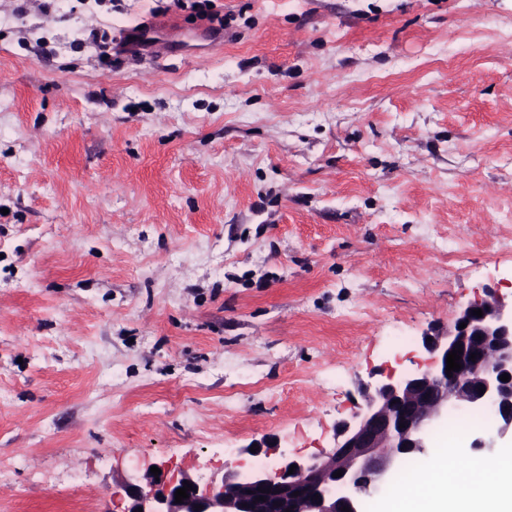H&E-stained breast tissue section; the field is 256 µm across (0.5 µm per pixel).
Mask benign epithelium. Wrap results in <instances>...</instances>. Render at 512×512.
I'll return each mask as SVG.
<instances>
[{"label": "benign epithelium", "instance_id": "7a95c632", "mask_svg": "<svg viewBox=\"0 0 512 512\" xmlns=\"http://www.w3.org/2000/svg\"><path fill=\"white\" fill-rule=\"evenodd\" d=\"M422 345L432 362L366 384L362 405L338 423L330 449L307 458L283 454L260 467L237 462L219 484L187 475L158 481L147 469L124 484V512H362L363 496L390 481L404 457L432 452L429 433L448 412H487L498 438L512 435V302L489 288L459 309L448 330L424 333ZM458 348L461 369L449 377L446 358ZM505 373L511 380H500ZM338 470L342 476L333 477ZM186 481L193 489L177 503Z\"/></svg>", "mask_w": 512, "mask_h": 512}]
</instances>
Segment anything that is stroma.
<instances>
[{
	"instance_id": "35a3bbf8",
	"label": "stroma",
	"mask_w": 512,
	"mask_h": 512,
	"mask_svg": "<svg viewBox=\"0 0 512 512\" xmlns=\"http://www.w3.org/2000/svg\"><path fill=\"white\" fill-rule=\"evenodd\" d=\"M191 3L0 0V512L329 449L512 295V0Z\"/></svg>"
}]
</instances>
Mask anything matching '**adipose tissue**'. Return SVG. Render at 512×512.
Segmentation results:
<instances>
[{"mask_svg": "<svg viewBox=\"0 0 512 512\" xmlns=\"http://www.w3.org/2000/svg\"><path fill=\"white\" fill-rule=\"evenodd\" d=\"M459 441L454 432L436 439L424 462L427 483L419 484L413 474L402 477L388 512H512V459L498 465L494 484L475 483L462 473L453 454Z\"/></svg>", "mask_w": 512, "mask_h": 512, "instance_id": "adipose-tissue-1", "label": "adipose tissue"}]
</instances>
